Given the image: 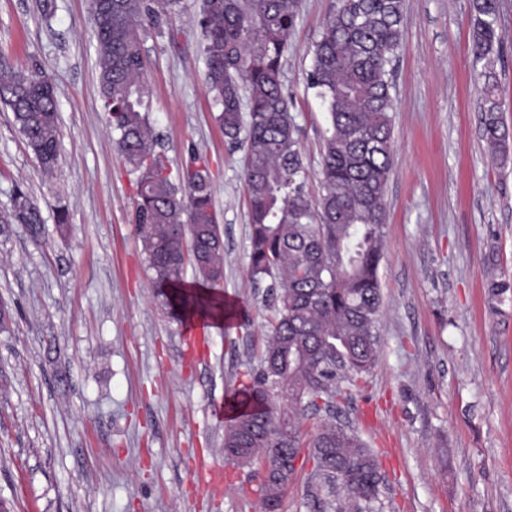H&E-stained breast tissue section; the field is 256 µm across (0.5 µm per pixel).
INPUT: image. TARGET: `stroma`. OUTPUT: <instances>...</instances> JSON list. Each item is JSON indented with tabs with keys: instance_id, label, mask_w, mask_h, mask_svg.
I'll list each match as a JSON object with an SVG mask.
<instances>
[{
	"instance_id": "obj_1",
	"label": "stroma",
	"mask_w": 512,
	"mask_h": 512,
	"mask_svg": "<svg viewBox=\"0 0 512 512\" xmlns=\"http://www.w3.org/2000/svg\"><path fill=\"white\" fill-rule=\"evenodd\" d=\"M0 0V62L39 63L57 89L59 156L45 179L0 105V210L16 185L41 203L43 234H0V503L8 512H256L258 480L224 455V403L258 369L266 286L248 279L243 152L204 84L200 0L149 30L148 121L172 173L203 156L224 237L214 290L230 322L191 327L155 295L132 222L136 176L102 109L90 0ZM340 0H301L282 82L300 129L305 190L320 194L327 114L307 86L310 50ZM496 65L512 125V0H499ZM177 30L170 41L167 29ZM481 66L469 0H405L393 73V169L378 277V357L336 419L377 454L380 512H512V157L481 140ZM65 203L69 222L55 225ZM322 484L302 454L278 512H316Z\"/></svg>"
}]
</instances>
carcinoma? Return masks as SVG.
<instances>
[{
    "instance_id": "obj_1",
    "label": "carcinoma",
    "mask_w": 512,
    "mask_h": 512,
    "mask_svg": "<svg viewBox=\"0 0 512 512\" xmlns=\"http://www.w3.org/2000/svg\"><path fill=\"white\" fill-rule=\"evenodd\" d=\"M300 0H203L198 25L206 59L204 83L215 121L244 151L252 281L269 282L271 333L260 369L249 370L229 404L224 451L241 463L270 451L293 456L304 447L301 422L277 407L278 387L289 407L328 410L344 396L342 380L358 386L377 359L376 324L382 303L378 269L386 224L385 192L393 167L390 66L401 42L404 0H341L311 50L308 86L316 90L329 128L321 156V194L305 192L306 167L299 129L282 87L283 61ZM178 0H91L99 87L118 156L137 176L133 223L141 236L157 297L173 312L203 306L186 289L185 252L195 278L224 276V242L212 198L208 162L194 154L174 178L156 150L145 112L144 38L161 30ZM472 53L482 64L481 138L506 160L512 128L504 122L495 71L500 54L498 0H470ZM40 66L0 71V102L34 153L42 173L57 165V91ZM42 232L41 208L15 187L0 233L12 225ZM309 447L317 472L337 486L342 500L320 501L318 512H363L379 500L382 477L371 449L353 431L325 422ZM293 470L272 460L260 485L262 512H272Z\"/></svg>"
}]
</instances>
